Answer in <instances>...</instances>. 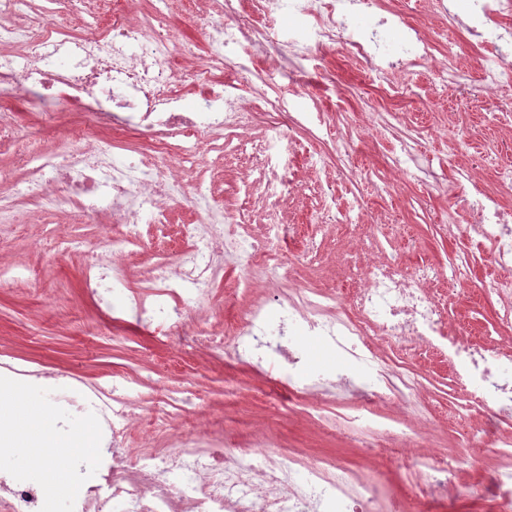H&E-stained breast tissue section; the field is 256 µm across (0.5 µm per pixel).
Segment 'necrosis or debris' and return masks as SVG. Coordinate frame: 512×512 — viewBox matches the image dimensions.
<instances>
[{"label": "necrosis or debris", "mask_w": 512, "mask_h": 512, "mask_svg": "<svg viewBox=\"0 0 512 512\" xmlns=\"http://www.w3.org/2000/svg\"><path fill=\"white\" fill-rule=\"evenodd\" d=\"M31 2L0 0V93L39 102L48 110L99 116L110 134L89 135L78 155H54L18 145L12 113L1 112L0 147H15L36 208L67 205L87 220L106 215L119 224V231L104 240L98 259L85 265L89 287L121 299L156 335L178 336L187 346L207 351L223 350L228 343L249 350L268 367L285 372L299 401L316 411L324 385L352 384V369L378 361L388 347L399 357L447 351L450 377L469 410L492 407L512 414V346L472 340L466 330L448 335V311L426 291L438 277L432 267L417 266L408 273L398 265L367 267L347 311L333 294L296 288L242 310L233 336L213 325L192 324L191 303L215 295L225 259L242 269L244 290L257 287L261 272L276 284L284 262L269 240L283 238L294 227L285 221L278 193V142L256 146L253 176L243 184L244 194L266 196L277 216L261 237L240 214L218 208L204 181L187 187L173 163L217 141L232 143L251 124L253 114L243 102L240 83L216 77L228 63L239 73H252V57L240 54L247 42L260 47L276 41L304 62L320 61L327 48L340 45L374 84L393 71L431 68L444 94L465 97L475 110L490 109L500 92L512 88V39L501 26L502 19L512 17V0H468L466 18L484 48L475 60L481 83L473 93L465 89L459 54L451 50L436 58V42L420 29L411 28L401 57L390 59L378 51L374 34L350 26L355 12L374 14L379 24H387L383 0H259L269 20L263 28L236 21L233 0H224L223 17L206 24L207 50L200 59L169 34L162 13L132 18L129 0H99L101 19L75 29L16 24L15 16ZM184 74L192 77L199 94L190 107L178 86ZM129 130L148 134L152 149L114 155L112 135ZM497 174L498 195L476 198L468 207L502 273L491 292L503 296L512 293V215L500 197L512 192V166H499ZM57 184L64 186V195L54 192ZM183 202L195 219L180 227L183 248L177 260L157 261L148 279L132 286L121 256L142 248L145 238L165 237L172 206ZM302 337L336 351L345 371L334 376L307 371L297 345ZM38 381L52 387L57 407L90 415L96 423L100 446L94 467L68 453L52 458L53 467L69 473L80 488L71 512H377L378 488L355 490L340 461L302 465L278 453L259 470L251 463L253 448H229L223 435L181 428L177 412L156 420L165 447L148 444L129 451L127 440L140 415L129 400L134 387L127 376H114L107 389L0 363V390ZM420 389L417 373L403 371L393 378L378 371L373 383L362 386L354 417L387 431V422L376 417V403ZM463 461L460 454L425 456L417 480L428 491L447 489ZM0 512H41L37 488L1 476Z\"/></svg>", "instance_id": "obj_1"}]
</instances>
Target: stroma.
Returning a JSON list of instances; mask_svg holds the SVG:
<instances>
[{"label":"stroma","instance_id":"1","mask_svg":"<svg viewBox=\"0 0 512 512\" xmlns=\"http://www.w3.org/2000/svg\"><path fill=\"white\" fill-rule=\"evenodd\" d=\"M385 6L392 17L381 47L391 55L399 54L412 27L438 36L440 52L453 47L467 58L481 52L464 28L447 30L426 0H385ZM167 7L173 36L196 51L205 50L204 21L216 16L217 0H167ZM243 81L249 104L284 95L296 111L323 112L325 130L296 134L313 149L332 152L338 139L351 148L348 160L331 168L329 175L338 206L356 200L367 205L365 224H313L319 204L312 189L315 179L301 157L284 153L290 176L282 195L295 212L298 234L282 240L283 256L293 260L310 238L318 245L315 258L300 270L302 282L342 298L350 279L375 260L407 268L424 264L442 273L464 260L470 267L466 280L451 286L436 282L432 290L447 297L455 322L477 332L494 323L501 301L483 288L500 270L466 203L495 189L497 175L491 166L472 178L466 172L470 155L512 140V121L504 120L501 111L471 112L437 102L438 78L431 70L416 76L391 74L384 88L373 87L362 68L339 50L327 52L320 69L301 74L289 86L261 80L258 72ZM31 109L24 100L0 96V112L14 113L25 142L50 153L77 150L74 132L90 123L89 115L60 110L40 120ZM405 144L429 157V177L407 181L394 171L393 158ZM253 164L248 152L206 150L185 161L183 168L187 182L205 180L219 206L240 208L245 216L264 220L270 213L267 202L258 196L243 199L240 192ZM105 233V228L76 223L71 214L56 211L0 235V265L36 271L0 288V361L89 383L106 382L116 373L134 378L138 387L131 399L142 419L128 439L132 449L153 435L164 391L185 387L187 423L201 431L223 429L229 447L261 442L253 457L255 467H264L267 456L279 452L302 459L330 457L341 460L361 482H384L383 512H498L494 494L467 497L462 487L512 475V457L488 445L482 416L465 410L462 394L448 379L446 353L407 359V367L421 374L423 388L419 395L406 396L403 404L378 406L382 419L401 424L381 440H374L368 423L351 420L357 401L347 391L328 398V420L315 423L288 380L256 365L248 352L195 350L120 314H104L86 295L80 268ZM65 235L81 240L80 253L54 248V240ZM240 275L225 264L218 294L207 307L209 320L221 323L228 334L245 305L244 296L235 291ZM465 448L471 454L460 488L423 494L414 487L417 456Z\"/></svg>","mask_w":512,"mask_h":512}]
</instances>
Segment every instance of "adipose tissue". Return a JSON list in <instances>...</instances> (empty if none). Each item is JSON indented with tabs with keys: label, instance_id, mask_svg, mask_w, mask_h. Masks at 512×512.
Returning a JSON list of instances; mask_svg holds the SVG:
<instances>
[{
	"label": "adipose tissue",
	"instance_id": "1",
	"mask_svg": "<svg viewBox=\"0 0 512 512\" xmlns=\"http://www.w3.org/2000/svg\"><path fill=\"white\" fill-rule=\"evenodd\" d=\"M51 422L52 410L46 403L29 400L24 394L0 393V460H12L14 469L24 474L40 475L43 497L49 504L66 489L68 479L61 473L44 475L48 449L86 455L87 438L93 433L91 423L82 421L72 434L57 436L50 430Z\"/></svg>",
	"mask_w": 512,
	"mask_h": 512
}]
</instances>
